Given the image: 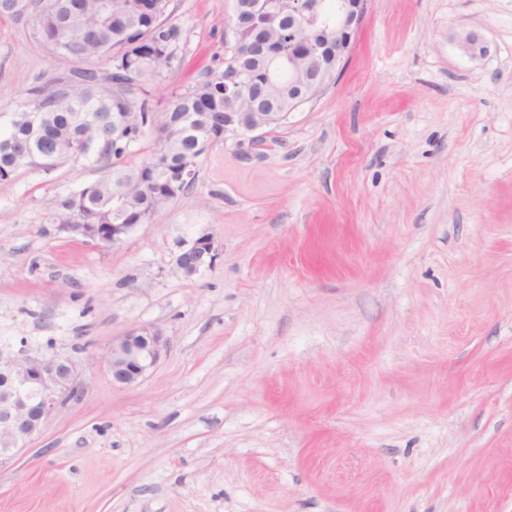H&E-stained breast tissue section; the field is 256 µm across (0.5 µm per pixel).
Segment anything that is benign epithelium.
<instances>
[{
    "label": "benign epithelium",
    "instance_id": "1",
    "mask_svg": "<svg viewBox=\"0 0 512 512\" xmlns=\"http://www.w3.org/2000/svg\"><path fill=\"white\" fill-rule=\"evenodd\" d=\"M369 0H253L250 17L259 29H279L288 25V40L269 49L253 41L248 49L241 44L225 58L235 56L237 65L224 78V94L245 98L248 91L241 82L243 65L254 56L268 58L266 83L278 82L276 73H288V107L294 110L316 99L338 76L351 52L355 35L368 11ZM462 48L473 55L488 52V46L474 33L461 38ZM281 95H262L250 112L224 113V131L255 132L272 126L285 117L273 108ZM137 229L135 224H107L94 232L88 224H59L57 230L80 237L101 247L122 243ZM220 245L208 235L198 236L175 259L176 268L190 277L213 265ZM167 340L157 327H135L112 340L103 361L115 384L137 382L153 368ZM78 371L69 357L32 352L25 344L0 348V469L7 467L19 451L41 433L47 419L60 404L79 396Z\"/></svg>",
    "mask_w": 512,
    "mask_h": 512
}]
</instances>
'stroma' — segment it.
I'll return each mask as SVG.
<instances>
[{
    "instance_id": "35a3bbf8",
    "label": "stroma",
    "mask_w": 512,
    "mask_h": 512,
    "mask_svg": "<svg viewBox=\"0 0 512 512\" xmlns=\"http://www.w3.org/2000/svg\"><path fill=\"white\" fill-rule=\"evenodd\" d=\"M232 7L169 0L154 109L222 66ZM72 67L0 19V127ZM109 168L0 186V346L83 387L0 471V512H512V0H370L318 98L212 144L121 244L59 233ZM203 234L221 254L184 276ZM136 326L168 345L120 386L103 355ZM220 255V245L207 234L198 236L182 249L175 259L176 268L187 277L211 267Z\"/></svg>"
}]
</instances>
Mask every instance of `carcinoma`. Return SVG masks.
<instances>
[{
    "label": "carcinoma",
    "mask_w": 512,
    "mask_h": 512,
    "mask_svg": "<svg viewBox=\"0 0 512 512\" xmlns=\"http://www.w3.org/2000/svg\"><path fill=\"white\" fill-rule=\"evenodd\" d=\"M35 6L34 34L57 56L81 66L58 79L64 84L78 79L80 87L72 100L55 99L50 85L25 90L31 112L42 113V124L30 127L19 120L0 130V184L13 178L17 165L47 171L57 163L80 157L119 160L152 121V110L138 94L145 85L170 66L182 32L179 26L141 14L135 0H116L117 15L101 19L84 0H0V15L16 16ZM138 31L145 44L130 49V33ZM110 51L107 68L99 69L101 49ZM235 65V57L221 70L208 69L192 86L173 93L162 109L171 130L164 155L152 152L133 167L112 166V171L79 192L57 203L54 223L111 224L113 211L120 210L122 224L149 220L163 206L180 196L189 183L171 181L172 173L199 158L198 130L217 136L224 129V113L238 111L240 99L224 98V72ZM131 125L123 135L112 137V129L123 116ZM93 125L85 134V123Z\"/></svg>",
    "instance_id": "obj_1"
}]
</instances>
